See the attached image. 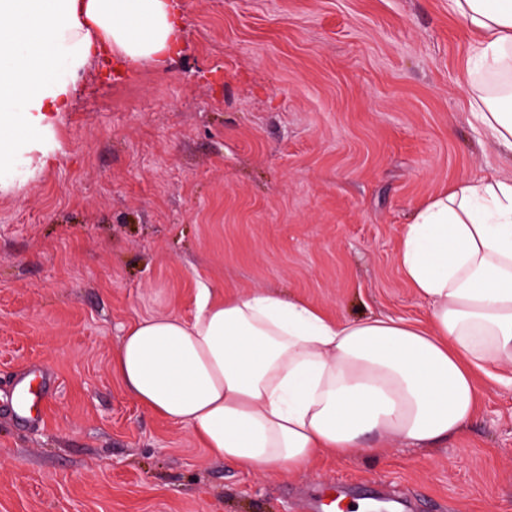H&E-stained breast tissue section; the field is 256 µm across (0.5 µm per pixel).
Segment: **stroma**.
Here are the masks:
<instances>
[{
	"instance_id": "35a3bbf8",
	"label": "stroma",
	"mask_w": 512,
	"mask_h": 512,
	"mask_svg": "<svg viewBox=\"0 0 512 512\" xmlns=\"http://www.w3.org/2000/svg\"><path fill=\"white\" fill-rule=\"evenodd\" d=\"M183 52L74 77L71 106L0 169V512H309L343 492L405 512L512 505V388L479 377L447 445L387 442L292 477L216 458L112 369L132 322L197 292L268 290L340 320L424 322L396 261L414 210L512 178L469 111L448 0H178ZM50 394L7 415L20 375Z\"/></svg>"
}]
</instances>
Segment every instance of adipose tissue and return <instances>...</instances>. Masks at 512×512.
Returning a JSON list of instances; mask_svg holds the SVG:
<instances>
[{
    "mask_svg": "<svg viewBox=\"0 0 512 512\" xmlns=\"http://www.w3.org/2000/svg\"><path fill=\"white\" fill-rule=\"evenodd\" d=\"M448 7L474 38L473 121L512 154V0ZM181 29L172 0H0V141L52 129L98 48L162 62ZM397 262L428 306L424 325L204 288L192 321L128 326L112 367L147 411L249 473L300 474L389 440L447 443L473 418L476 372L512 387V178L464 180L419 206Z\"/></svg>",
    "mask_w": 512,
    "mask_h": 512,
    "instance_id": "ef3b65f1",
    "label": "adipose tissue"
}]
</instances>
